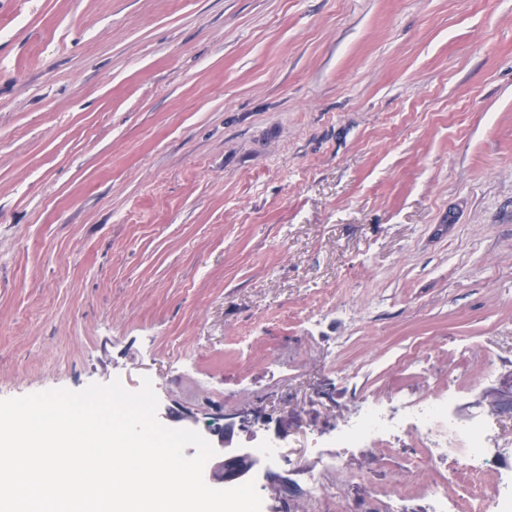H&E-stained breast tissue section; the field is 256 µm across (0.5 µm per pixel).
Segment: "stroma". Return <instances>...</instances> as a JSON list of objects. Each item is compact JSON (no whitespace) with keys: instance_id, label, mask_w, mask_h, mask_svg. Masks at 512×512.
I'll list each match as a JSON object with an SVG mask.
<instances>
[{"instance_id":"obj_1","label":"stroma","mask_w":512,"mask_h":512,"mask_svg":"<svg viewBox=\"0 0 512 512\" xmlns=\"http://www.w3.org/2000/svg\"><path fill=\"white\" fill-rule=\"evenodd\" d=\"M452 374L512 385V0H0V399L147 377L393 512L338 429Z\"/></svg>"}]
</instances>
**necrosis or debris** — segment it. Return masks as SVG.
Wrapping results in <instances>:
<instances>
[{"instance_id":"1","label":"necrosis or debris","mask_w":512,"mask_h":512,"mask_svg":"<svg viewBox=\"0 0 512 512\" xmlns=\"http://www.w3.org/2000/svg\"><path fill=\"white\" fill-rule=\"evenodd\" d=\"M459 393L455 387L437 391L423 405H410L400 416L388 414L384 401L361 405L340 436L352 448H376L398 430L410 425L420 438L422 451L406 469L412 477L424 478L427 494L436 500V512H512V467L502 464L506 453L502 442L493 440L484 415L460 418ZM457 455L464 471L441 473L438 458ZM497 472L494 488H487L488 472Z\"/></svg>"}]
</instances>
